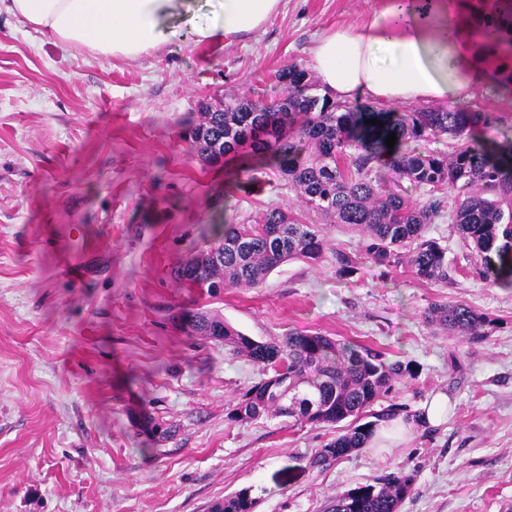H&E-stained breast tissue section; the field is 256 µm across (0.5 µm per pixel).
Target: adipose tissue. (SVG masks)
<instances>
[{
    "label": "adipose tissue",
    "mask_w": 512,
    "mask_h": 512,
    "mask_svg": "<svg viewBox=\"0 0 512 512\" xmlns=\"http://www.w3.org/2000/svg\"><path fill=\"white\" fill-rule=\"evenodd\" d=\"M280 2L216 0L207 11L198 0H0L54 43L129 59L183 36L202 43L250 33ZM481 14L472 0H386L365 24L321 37L311 67L336 101L360 95L379 103L448 102L500 70L498 46L477 23ZM447 417V394H435L416 414L380 423L370 443H402Z\"/></svg>",
    "instance_id": "1"
}]
</instances>
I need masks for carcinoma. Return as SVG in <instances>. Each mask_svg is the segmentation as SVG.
<instances>
[{"label": "carcinoma", "instance_id": "1", "mask_svg": "<svg viewBox=\"0 0 512 512\" xmlns=\"http://www.w3.org/2000/svg\"><path fill=\"white\" fill-rule=\"evenodd\" d=\"M279 99L226 97L199 119H188L190 153L205 165L236 160L249 171L274 167L302 203L329 224H343L360 236L358 250L330 248L321 224H303L280 208L265 211L255 224H212L207 248L178 263L174 276L200 288H260L272 271L290 260L318 262L331 251L336 275L351 278L370 262L404 267L420 281L448 284V247L427 236L443 210L481 258L480 280L512 288V141L492 143L477 129L492 122L468 106L409 112L358 111L318 93L311 74L293 64L275 74ZM377 124H370V120ZM397 140L388 148L386 139ZM449 136L450 152L421 143ZM424 191L414 199L404 183ZM495 257H490V254ZM430 326L454 336H484V314L462 305L434 302L423 312ZM193 332L224 341L288 387V399L265 396L264 378L230 405L235 422L286 417L299 424L335 427L358 419L391 393L410 364L389 362L353 341L318 332L295 331L281 342L246 336L215 313L192 316ZM392 403L372 420L349 424L313 458L322 466L364 447L375 426L397 414ZM412 473L390 472L372 484L338 494L327 512H400L411 493ZM251 489L242 488L213 504L219 512H249Z\"/></svg>", "mask_w": 512, "mask_h": 512}]
</instances>
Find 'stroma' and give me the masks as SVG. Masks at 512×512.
<instances>
[{
	"mask_svg": "<svg viewBox=\"0 0 512 512\" xmlns=\"http://www.w3.org/2000/svg\"><path fill=\"white\" fill-rule=\"evenodd\" d=\"M383 5L281 0L249 35L185 38L134 60L53 43L0 13V512H209L247 487L255 512H325L397 471L416 476L401 512H512V288L480 281L448 215L428 230L448 247L445 285L370 263L342 279L328 254L213 296L172 275L203 247L217 197L235 224L272 207L322 221L277 170L201 166L183 118L230 95L276 98V71L308 66L319 36ZM458 102L491 113L485 139L512 140L505 81ZM64 237L82 277L58 261ZM435 301L484 313L483 338L434 332L423 312ZM201 310L264 342L319 332L409 363L380 406L410 415L442 391L448 421L312 466L335 428L228 420L264 373L191 332Z\"/></svg>",
	"mask_w": 512,
	"mask_h": 512,
	"instance_id": "35a3bbf8",
	"label": "stroma"
}]
</instances>
